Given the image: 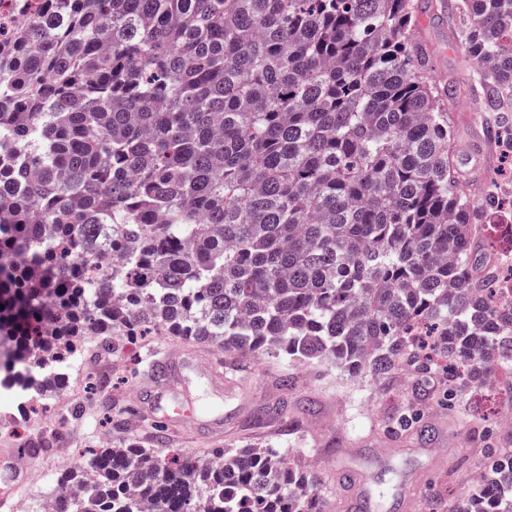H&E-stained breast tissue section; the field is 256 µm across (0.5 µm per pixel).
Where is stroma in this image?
<instances>
[{"label":"stroma","mask_w":512,"mask_h":512,"mask_svg":"<svg viewBox=\"0 0 512 512\" xmlns=\"http://www.w3.org/2000/svg\"><path fill=\"white\" fill-rule=\"evenodd\" d=\"M416 33L430 50L432 72L448 87V110L458 131L453 152L476 192L495 189L512 195V160L504 159L496 133L486 125L488 114L482 94L471 91L472 70L459 42L453 37L455 0H417ZM185 352L187 358L214 364L208 346L166 336H150L131 350L129 363L146 355L163 360L165 354ZM224 384L212 386L206 376L188 372L194 413L189 423L169 429L170 445L190 454H206L227 443L293 448L294 464L316 468L321 476L318 493L323 512H347L356 484L372 495L371 512H432L447 500L449 490L465 492L474 473L483 467L485 442L464 425L471 414L498 418L511 410L512 401L495 388L482 387L468 394L455 408L436 401V379L416 382L406 375L394 379L384 393L375 377L364 374L349 380L310 365H291L287 374L295 388L281 393L272 382L274 369L262 357L225 358ZM153 375H142L129 385L125 368L113 371L108 386L98 395L104 408L95 415L79 414L86 391L75 386L55 400L43 417L45 423L65 419L68 444L75 457L96 448L103 434L112 431L113 395L122 396L132 413L128 434L138 433L144 422L140 410L152 401ZM421 412L416 430L392 433L390 423L403 401ZM69 462L51 456L39 465L37 480L14 490L12 501L41 504L53 493L54 480ZM411 481L409 498L400 486Z\"/></svg>","instance_id":"stroma-1"}]
</instances>
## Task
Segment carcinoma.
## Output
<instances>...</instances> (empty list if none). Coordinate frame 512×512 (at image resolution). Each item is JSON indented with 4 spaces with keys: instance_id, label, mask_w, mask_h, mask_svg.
I'll return each mask as SVG.
<instances>
[{
    "instance_id": "1",
    "label": "carcinoma",
    "mask_w": 512,
    "mask_h": 512,
    "mask_svg": "<svg viewBox=\"0 0 512 512\" xmlns=\"http://www.w3.org/2000/svg\"><path fill=\"white\" fill-rule=\"evenodd\" d=\"M414 9L42 0L20 29L0 17V388L26 385L30 358L118 359L139 336L438 374L449 407L512 367L496 200L457 166ZM456 11L512 142V0ZM147 433L62 473L53 512H322L316 471L273 448L198 458ZM480 474L448 512H512V453Z\"/></svg>"
}]
</instances>
